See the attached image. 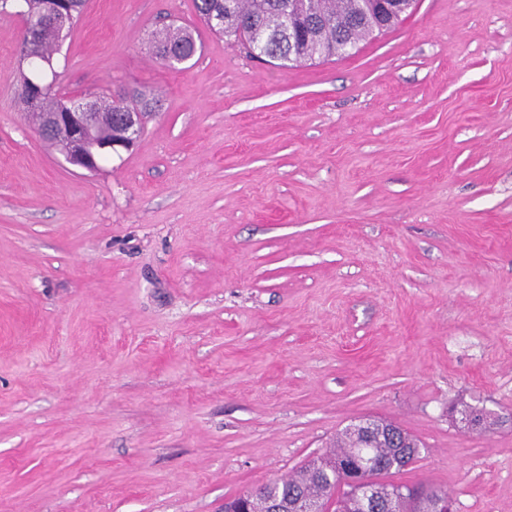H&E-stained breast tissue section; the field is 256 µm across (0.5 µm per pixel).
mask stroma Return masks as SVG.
I'll list each match as a JSON object with an SVG mask.
<instances>
[{
	"mask_svg": "<svg viewBox=\"0 0 512 512\" xmlns=\"http://www.w3.org/2000/svg\"><path fill=\"white\" fill-rule=\"evenodd\" d=\"M171 22L202 44L178 72ZM22 32L0 18V512H224L363 418L421 443L395 483L512 512V0H417L292 67L194 0H89L59 88L160 99L93 173L26 121ZM152 45L156 57L166 66L171 68L164 55L168 50L179 52L186 61L192 59L198 52L197 40L192 30L167 25L152 33Z\"/></svg>",
	"mask_w": 512,
	"mask_h": 512,
	"instance_id": "35a3bbf8",
	"label": "stroma"
}]
</instances>
